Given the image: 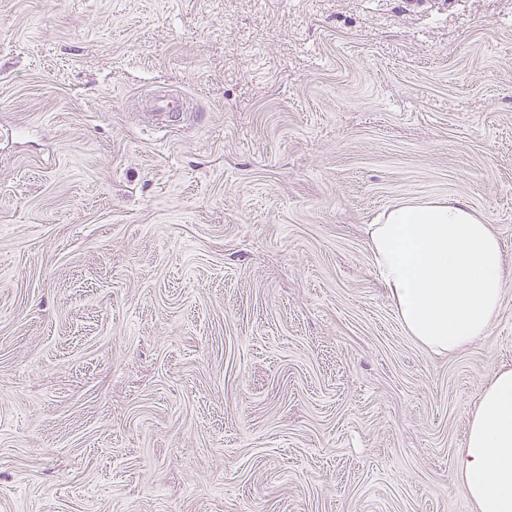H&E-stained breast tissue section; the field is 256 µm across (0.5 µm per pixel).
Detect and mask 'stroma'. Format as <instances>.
I'll list each match as a JSON object with an SVG mask.
<instances>
[{
	"mask_svg": "<svg viewBox=\"0 0 512 512\" xmlns=\"http://www.w3.org/2000/svg\"><path fill=\"white\" fill-rule=\"evenodd\" d=\"M431 199L512 262V0H0V512H474L512 277L438 355L364 234ZM185 98L181 95H162L156 99V112L153 117L157 124L163 125L169 118L182 112Z\"/></svg>",
	"mask_w": 512,
	"mask_h": 512,
	"instance_id": "stroma-1",
	"label": "stroma"
}]
</instances>
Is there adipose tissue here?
Masks as SVG:
<instances>
[{"label":"adipose tissue","mask_w":512,"mask_h":512,"mask_svg":"<svg viewBox=\"0 0 512 512\" xmlns=\"http://www.w3.org/2000/svg\"><path fill=\"white\" fill-rule=\"evenodd\" d=\"M365 235L373 270L410 336L451 353L489 332L512 268L492 226L466 204L401 203ZM455 476L475 512H512L511 367L482 390Z\"/></svg>","instance_id":"adipose-tissue-1"}]
</instances>
